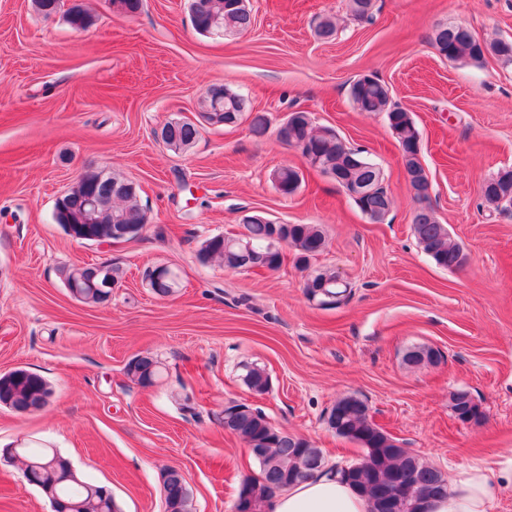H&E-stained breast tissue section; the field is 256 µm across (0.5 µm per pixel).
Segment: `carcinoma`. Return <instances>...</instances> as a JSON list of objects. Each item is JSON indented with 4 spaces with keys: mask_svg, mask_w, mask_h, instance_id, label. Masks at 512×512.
Returning a JSON list of instances; mask_svg holds the SVG:
<instances>
[{
    "mask_svg": "<svg viewBox=\"0 0 512 512\" xmlns=\"http://www.w3.org/2000/svg\"><path fill=\"white\" fill-rule=\"evenodd\" d=\"M235 0H190V13L198 32L209 29L215 22L224 25V32L239 35L252 27L253 17L246 7H234ZM66 22L73 28L86 30L94 24L93 16L77 4L65 13ZM431 45L443 53L449 61L479 63L485 54H493L506 62L512 61V40L485 42L477 39L470 30L462 26L437 29ZM350 96L354 107L360 112L383 113L396 134L399 149L413 150L420 137L411 114L392 102L389 89L382 83L364 84L356 81L351 85ZM200 119L211 126H233L249 121L251 132L256 136L266 133L268 121L264 114L247 111L244 96L224 86L213 87L200 102ZM200 133V125L188 120L176 119L169 134L163 138L164 145L173 151L190 148ZM288 141L303 143L309 150L306 162L322 174L332 178L347 190L352 186L361 188L366 195L356 203L360 211L372 222L388 214L392 200L383 185L384 177L378 164L360 156V151L336 137L319 134L306 112L293 116L288 129ZM280 192L292 195L301 187L303 175L299 169L283 166L277 170ZM108 200L96 214L92 224L79 223L86 195L91 190ZM417 207L413 213L412 231L423 252L434 263L445 269H458L465 265L466 255L461 246L452 241L448 227L438 221L430 204L429 181L421 177L408 186ZM485 202L497 209L512 207V169L497 172L481 187ZM55 221L70 237L94 238L100 243L129 240L138 236L148 218L138 200L133 183L114 175L90 173L77 179L55 205ZM244 232L239 237L216 235L202 242L200 255L206 261L215 260L229 272L254 268L277 270L284 255L280 250L270 249V240L278 236L294 251V264L300 269L310 262L326 246L325 230L319 224H277L267 219L259 221L255 216L243 219ZM146 279L153 292L161 297L174 294L177 288L175 277L161 278L148 271ZM305 293L316 294L321 289L340 303L348 297L350 290L339 281L334 271H319L304 283ZM436 353L430 348H417L406 355L407 363L418 366L434 362ZM126 373L143 386L153 383L159 373V362L148 352L134 356L126 365ZM245 385L253 393L268 392L270 382L265 369L254 364L245 367ZM51 395L47 381L28 370H14L0 375V406L11 409H37L47 403ZM468 392L459 391L452 396L451 408L456 418L478 423L483 419L479 405L467 399ZM329 428L334 433L358 443L365 454L370 449H379L373 478H361L356 467L348 465L341 469L345 480L367 499L369 512H374V501L379 489L391 483L394 474L402 468L411 471L410 484L399 490L401 509L399 512H422V504L433 497L448 492V480L436 467L423 462L417 455L402 446V443L374 422L365 402L357 396L346 395L333 405L328 415ZM224 430L241 439L250 448H261L256 458L259 472L245 476L243 480L251 491L262 512L271 495L269 488L283 486L288 490L297 484H283L284 475L290 474L305 464L312 455L321 454L318 448L310 447L296 435L281 430L258 410L246 406L240 410H224ZM19 456L27 461L26 470L32 476L26 480L49 497L58 498L69 512H120L113 496H103L104 486L85 478L73 469L69 461L52 448H20ZM165 507H174V512H196L192 490H183L178 485H164L162 490Z\"/></svg>",
    "mask_w": 512,
    "mask_h": 512,
    "instance_id": "carcinoma-1",
    "label": "carcinoma"
}]
</instances>
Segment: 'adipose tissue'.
I'll use <instances>...</instances> for the list:
<instances>
[{
  "mask_svg": "<svg viewBox=\"0 0 512 512\" xmlns=\"http://www.w3.org/2000/svg\"><path fill=\"white\" fill-rule=\"evenodd\" d=\"M512 484V458L498 469L470 465L448 480L445 496L427 500L425 512H493L504 485ZM266 512H368V502L328 466L271 498Z\"/></svg>",
  "mask_w": 512,
  "mask_h": 512,
  "instance_id": "obj_1",
  "label": "adipose tissue"
}]
</instances>
